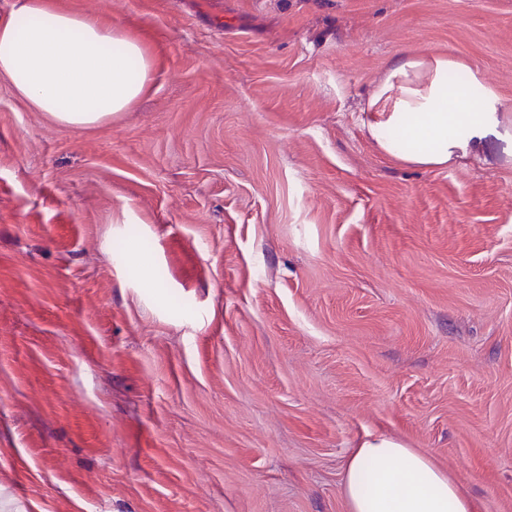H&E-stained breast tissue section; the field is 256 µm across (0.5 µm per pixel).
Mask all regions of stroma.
I'll use <instances>...</instances> for the list:
<instances>
[{"label":"stroma","mask_w":512,"mask_h":512,"mask_svg":"<svg viewBox=\"0 0 512 512\" xmlns=\"http://www.w3.org/2000/svg\"><path fill=\"white\" fill-rule=\"evenodd\" d=\"M51 2L155 71L85 128L0 78V496L348 512L385 437L512 512V0ZM400 55L478 66L501 139L389 158Z\"/></svg>","instance_id":"stroma-1"}]
</instances>
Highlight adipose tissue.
Returning <instances> with one entry per match:
<instances>
[{"label": "adipose tissue", "mask_w": 512, "mask_h": 512, "mask_svg": "<svg viewBox=\"0 0 512 512\" xmlns=\"http://www.w3.org/2000/svg\"><path fill=\"white\" fill-rule=\"evenodd\" d=\"M152 69L141 45L97 18L50 0H16L0 17V77L56 122L89 127L125 111ZM461 71L463 82L450 81ZM389 156L432 167L483 151L498 135L500 100L477 68L433 55L392 59L366 107ZM349 512H474L455 481L426 454L384 439L344 465Z\"/></svg>", "instance_id": "obj_1"}]
</instances>
